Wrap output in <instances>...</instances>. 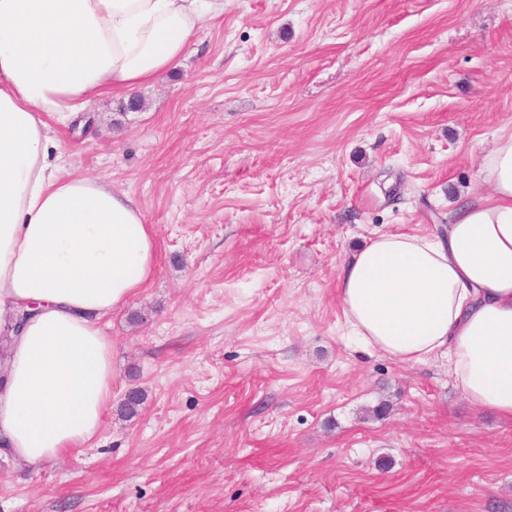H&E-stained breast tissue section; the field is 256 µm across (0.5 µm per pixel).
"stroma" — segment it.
Segmentation results:
<instances>
[{"instance_id": "stroma-1", "label": "stroma", "mask_w": 512, "mask_h": 512, "mask_svg": "<svg viewBox=\"0 0 512 512\" xmlns=\"http://www.w3.org/2000/svg\"><path fill=\"white\" fill-rule=\"evenodd\" d=\"M139 96L50 126L138 201L156 272L107 321L98 435L36 469L0 449V512H512V422L447 358L351 341L336 292L376 235L487 192L512 0H224Z\"/></svg>"}]
</instances>
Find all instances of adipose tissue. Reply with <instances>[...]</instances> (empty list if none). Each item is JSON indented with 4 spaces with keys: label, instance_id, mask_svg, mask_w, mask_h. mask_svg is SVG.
<instances>
[{
    "label": "adipose tissue",
    "instance_id": "obj_1",
    "mask_svg": "<svg viewBox=\"0 0 512 512\" xmlns=\"http://www.w3.org/2000/svg\"><path fill=\"white\" fill-rule=\"evenodd\" d=\"M224 0H0V444L31 467L87 446L112 403L104 321L151 280L152 225L126 192L50 163L67 123L176 67ZM489 192L444 238L385 233L342 266L351 336L414 365L447 357L470 403L512 421V133Z\"/></svg>",
    "mask_w": 512,
    "mask_h": 512
}]
</instances>
